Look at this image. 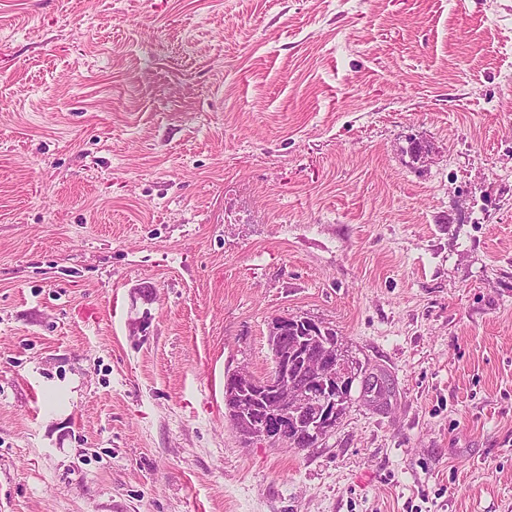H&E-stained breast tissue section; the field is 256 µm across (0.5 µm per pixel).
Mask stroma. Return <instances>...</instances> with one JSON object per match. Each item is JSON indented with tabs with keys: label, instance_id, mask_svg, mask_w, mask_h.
<instances>
[{
	"label": "stroma",
	"instance_id": "obj_1",
	"mask_svg": "<svg viewBox=\"0 0 512 512\" xmlns=\"http://www.w3.org/2000/svg\"><path fill=\"white\" fill-rule=\"evenodd\" d=\"M0 512H512V0H0ZM289 322H302L307 336H296L291 347L272 348V369L267 376L240 370L226 374L227 378L230 373L229 381L241 398L258 396L259 404L252 406L245 400H225L228 417L245 445L259 441L282 447L290 443L288 423L296 437L315 438L321 430L336 426L351 401L347 398L340 403L336 413L337 403L350 395L359 377L354 363H344L336 353V347L342 346L338 336H329L330 329L313 320L287 315L272 321V337L283 338ZM302 375L309 378L308 384H298Z\"/></svg>",
	"mask_w": 512,
	"mask_h": 512
}]
</instances>
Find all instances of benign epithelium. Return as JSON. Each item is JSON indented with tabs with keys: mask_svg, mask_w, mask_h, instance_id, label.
<instances>
[{
	"mask_svg": "<svg viewBox=\"0 0 512 512\" xmlns=\"http://www.w3.org/2000/svg\"><path fill=\"white\" fill-rule=\"evenodd\" d=\"M306 323L307 335L296 337L290 347L272 348V369L263 377L245 371L230 373L229 381L241 402L225 400L228 417L242 443L255 441L271 447L288 443V431L315 437L336 426V405L350 395L359 374L352 362L336 353V337L330 329L306 318L280 316L270 334L288 333L289 323ZM256 397L249 405L245 398Z\"/></svg>",
	"mask_w": 512,
	"mask_h": 512,
	"instance_id": "7a95c632",
	"label": "benign epithelium"
}]
</instances>
